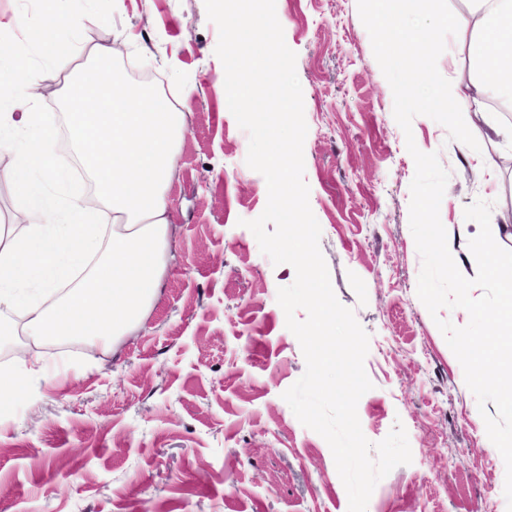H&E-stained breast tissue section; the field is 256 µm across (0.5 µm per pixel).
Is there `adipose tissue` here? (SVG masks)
I'll return each mask as SVG.
<instances>
[{"label": "adipose tissue", "mask_w": 512, "mask_h": 512, "mask_svg": "<svg viewBox=\"0 0 512 512\" xmlns=\"http://www.w3.org/2000/svg\"><path fill=\"white\" fill-rule=\"evenodd\" d=\"M38 0L44 25L35 54L13 57L0 45V171L22 217L0 225V345L20 363L0 373V404L29 401L28 380L44 375L42 345L65 341L107 350L135 330L158 297L170 243L168 186L176 170L184 115L159 94L128 84L112 68L115 45L86 46L81 30L97 23L93 0L80 11ZM461 11L432 0H364L382 34L381 60L414 74L398 95L420 117L451 105L485 114L450 85L422 96L419 78L436 45L431 28L471 20L462 39L477 97L512 106V0H460ZM85 59L64 115L37 111L42 84L59 72L57 52ZM66 132L69 152L57 148Z\"/></svg>", "instance_id": "ef3b65f1"}]
</instances>
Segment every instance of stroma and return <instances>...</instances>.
I'll return each mask as SVG.
<instances>
[{
	"label": "stroma",
	"mask_w": 512,
	"mask_h": 512,
	"mask_svg": "<svg viewBox=\"0 0 512 512\" xmlns=\"http://www.w3.org/2000/svg\"><path fill=\"white\" fill-rule=\"evenodd\" d=\"M104 17L86 46L120 42L123 72L156 57L185 131L169 196L175 222L160 294L142 324L107 351L43 347L69 369L33 383L29 410L0 408V512H348L328 443L283 394L305 358L277 290L292 265L273 264L245 226L264 211L261 174L246 164L249 135L224 102L219 33L204 0H95ZM297 54L308 131L304 178L320 248L339 302L369 335L359 400L364 435L404 425L410 464L375 487L366 512H507L505 464L463 368L436 325L465 326L461 308L431 317L417 296L421 258L409 227L415 162L357 0H276ZM425 78H473L453 56L457 31L435 29ZM460 112L413 119L419 150L450 177L440 219L459 254L479 232L464 210L494 199L512 210V148L487 130L476 150L496 165L489 193L455 149Z\"/></svg>",
	"instance_id": "35a3bbf8"
}]
</instances>
